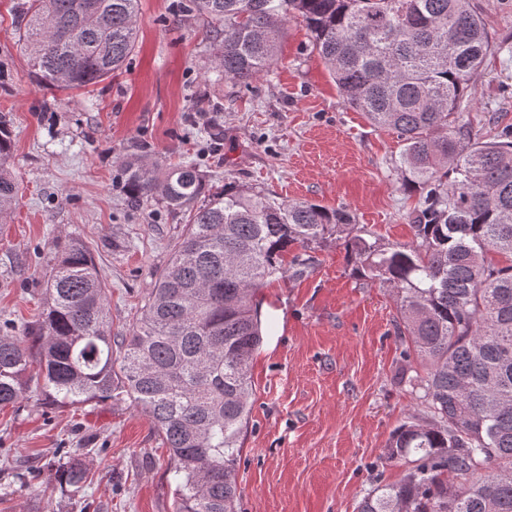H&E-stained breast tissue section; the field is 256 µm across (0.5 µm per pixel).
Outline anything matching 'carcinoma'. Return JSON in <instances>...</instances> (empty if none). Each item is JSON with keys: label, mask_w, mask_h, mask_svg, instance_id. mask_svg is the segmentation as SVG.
<instances>
[{"label": "carcinoma", "mask_w": 512, "mask_h": 512, "mask_svg": "<svg viewBox=\"0 0 512 512\" xmlns=\"http://www.w3.org/2000/svg\"><path fill=\"white\" fill-rule=\"evenodd\" d=\"M138 2L17 0L39 84L81 88L121 72ZM183 10L209 20L219 72L246 87L273 63L286 19L301 17L344 104L403 142V186L418 194L413 238L385 243L343 207L208 194L195 162L163 168L130 155L120 162L129 198L187 215L165 271L114 336L95 258L70 243L39 318L22 336L0 334V407L23 399L33 366L53 407L128 395L169 451L174 512H235L263 339L256 292L286 273L289 248L345 236L356 270L396 289L403 335L429 365L430 422H406L388 443V458L409 468L357 512H512V126L483 141L458 111L492 46L481 15L471 0H186ZM13 150L0 115L1 217L18 201ZM44 468L61 485L86 479L75 457Z\"/></svg>", "instance_id": "obj_1"}]
</instances>
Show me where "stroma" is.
Listing matches in <instances>:
<instances>
[{
  "label": "stroma",
  "mask_w": 512,
  "mask_h": 512,
  "mask_svg": "<svg viewBox=\"0 0 512 512\" xmlns=\"http://www.w3.org/2000/svg\"><path fill=\"white\" fill-rule=\"evenodd\" d=\"M15 0H0V113L10 120L16 208L0 218V322L39 316L62 248L84 244L107 284L113 335L125 333L186 227L154 201L132 205L119 164L196 162L211 191L249 188L343 207L383 241L407 242L417 195L404 192L396 135L343 103L301 18L285 23L276 63L243 87L211 81L206 19L178 0H140L136 47L121 73L70 90L38 86L19 42ZM494 37L461 102L485 138L512 125V0H473ZM221 104L218 112L200 100ZM304 274L260 290L266 336L250 364L237 512H356L398 482L393 431L425 419L427 364L398 331L390 284L353 271L343 242ZM78 457L87 480L56 484L42 466ZM177 478L132 398L45 407L35 393L0 409V512H174Z\"/></svg>",
  "instance_id": "stroma-1"
}]
</instances>
